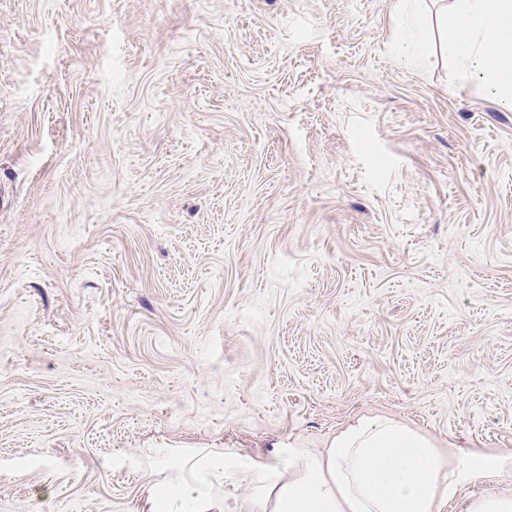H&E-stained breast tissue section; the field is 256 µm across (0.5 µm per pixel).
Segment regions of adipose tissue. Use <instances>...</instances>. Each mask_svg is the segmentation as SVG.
<instances>
[{"instance_id":"ef3b65f1","label":"adipose tissue","mask_w":512,"mask_h":512,"mask_svg":"<svg viewBox=\"0 0 512 512\" xmlns=\"http://www.w3.org/2000/svg\"><path fill=\"white\" fill-rule=\"evenodd\" d=\"M413 36L407 60L441 52L512 110V0H448L424 12L401 0ZM285 470L261 472L252 512H440L467 480L494 475V461L464 455L447 461L424 435L392 418L361 419L321 454L291 448ZM149 512H226L222 456L197 453L170 465Z\"/></svg>"}]
</instances>
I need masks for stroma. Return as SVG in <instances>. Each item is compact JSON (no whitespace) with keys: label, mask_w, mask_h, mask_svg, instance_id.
I'll use <instances>...</instances> for the list:
<instances>
[{"label":"stroma","mask_w":512,"mask_h":512,"mask_svg":"<svg viewBox=\"0 0 512 512\" xmlns=\"http://www.w3.org/2000/svg\"><path fill=\"white\" fill-rule=\"evenodd\" d=\"M398 0H0V512H148L394 418L512 493V111ZM224 457L197 453L168 467L175 474L149 496V512H240L224 504ZM216 481V485L214 482Z\"/></svg>","instance_id":"stroma-1"}]
</instances>
